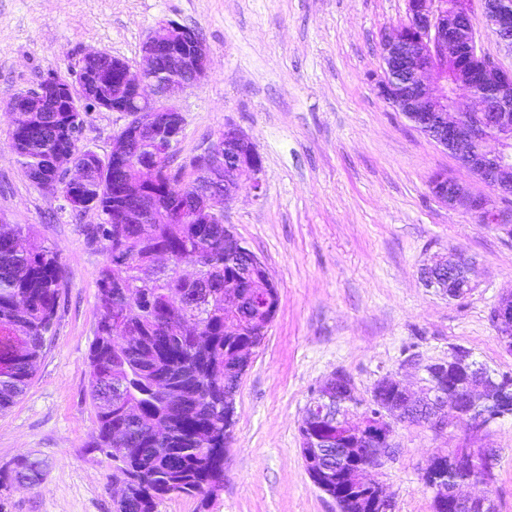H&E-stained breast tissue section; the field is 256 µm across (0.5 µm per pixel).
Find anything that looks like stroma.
<instances>
[{
  "instance_id": "35a3bbf8",
  "label": "stroma",
  "mask_w": 512,
  "mask_h": 512,
  "mask_svg": "<svg viewBox=\"0 0 512 512\" xmlns=\"http://www.w3.org/2000/svg\"><path fill=\"white\" fill-rule=\"evenodd\" d=\"M164 20L195 29L211 52L200 86L179 94L184 116L176 165H189L226 125L249 133L262 158L260 187L241 180L224 222L265 264L279 307L235 396L224 452V485L207 503L161 501L157 512H339L312 482L299 427L315 390L347 373L358 394L399 374L409 388L421 363L470 350L512 373L490 311L512 292V238L431 194L439 172L491 196L512 199L461 166L378 93L382 36L407 20V0H0V106L49 74L69 76L90 52L140 61ZM122 114L90 113L81 148L106 155ZM0 113V219L29 227L59 250L68 271L57 317L24 394L0 411V466L30 456L43 481L0 493V512H112V460L89 448L97 427L89 392V347L97 322L96 280L105 261L89 245L94 210L76 213L35 187L8 147ZM471 262V294L451 300L425 287L423 266L451 255ZM398 453L374 479L394 512H433L422 475L439 448L498 449L492 492L512 512V418L473 434L401 423Z\"/></svg>"
}]
</instances>
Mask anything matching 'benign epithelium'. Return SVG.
Wrapping results in <instances>:
<instances>
[{
	"label": "benign epithelium",
	"mask_w": 512,
	"mask_h": 512,
	"mask_svg": "<svg viewBox=\"0 0 512 512\" xmlns=\"http://www.w3.org/2000/svg\"><path fill=\"white\" fill-rule=\"evenodd\" d=\"M471 0H408V22L393 28L382 40L385 64L379 93L396 111L444 146L458 161L502 196L512 197V71L497 65L477 51L471 20ZM484 15L501 43L512 51V0H482ZM111 63L112 72L127 91L123 100L109 102L98 95V71L89 67L96 61ZM165 62L166 78L155 75ZM210 49L190 27L165 21L145 39L137 67L101 52L84 56L74 79L61 82L47 76L32 92H23L0 110L15 120L20 112H71L76 126H83L96 110L120 112L124 126L112 136V180L122 183L125 193H136L134 210H125V224H142L160 213L164 220L178 224L186 207L174 201L162 204L152 194L161 171L175 176L169 166L183 132L184 118L172 104L173 97L196 87L208 72ZM155 145L152 160L128 162L134 140ZM257 150L252 138L235 126L219 132L217 142L197 155L190 164L191 175L206 181L202 202L193 212L200 224L224 222V199L232 195L243 178L260 188L256 166ZM84 179L79 166L64 168L63 181H44L37 187L55 193L62 184L78 185ZM430 190L440 202L477 215L484 223L512 238V220L505 217L484 195H476L458 180L437 173ZM425 283L450 300L469 295L475 288L468 263L459 256L438 260L423 269ZM492 323L503 347L512 351V303L501 298L493 307ZM411 365L425 373L422 395L414 396L402 380L389 374L371 390L361 416L345 410L357 399L353 381L343 371L332 375L339 392L322 393L314 399L320 411L311 432L307 462L330 460L336 467L355 465L356 481L375 490L379 512H394L393 502L369 479L397 453L395 426L414 415L422 425L443 433L453 420L465 416L473 429L483 430L491 421L512 414V382L501 379L485 364L456 351L433 363ZM384 387L398 393V402L384 405L375 395ZM367 448L371 462L358 463L356 450ZM448 452L436 451L431 464L442 471L434 483L439 509L452 512H496L493 499L485 495L467 498L460 492L463 481L445 470ZM494 448L457 449L453 468L466 469L481 461L493 472Z\"/></svg>",
	"instance_id": "benign-epithelium-1"
}]
</instances>
